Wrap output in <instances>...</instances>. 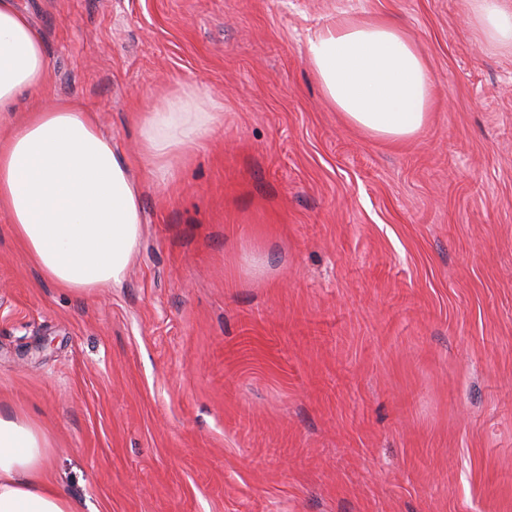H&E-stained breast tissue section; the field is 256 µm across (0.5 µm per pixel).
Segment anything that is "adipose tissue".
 <instances>
[{"label":"adipose tissue","mask_w":512,"mask_h":512,"mask_svg":"<svg viewBox=\"0 0 512 512\" xmlns=\"http://www.w3.org/2000/svg\"><path fill=\"white\" fill-rule=\"evenodd\" d=\"M490 51L512 53V0H468ZM306 61L347 125L389 143L414 139L431 117L434 82L406 30L387 19L339 17L310 39ZM43 36L18 0H0V112L45 92ZM199 86L165 94L142 113L140 161L157 183L222 123ZM0 214L43 275L83 294L121 283L138 253L142 191L95 113L55 101L0 136ZM53 444L22 411L0 414V512H74L47 481Z\"/></svg>","instance_id":"obj_1"}]
</instances>
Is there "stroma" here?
I'll use <instances>...</instances> for the list:
<instances>
[{
    "mask_svg": "<svg viewBox=\"0 0 512 512\" xmlns=\"http://www.w3.org/2000/svg\"><path fill=\"white\" fill-rule=\"evenodd\" d=\"M45 102L96 112L143 192L121 284L44 278L0 214V414L74 512H512V55L466 0H19ZM405 27L429 125L349 127L306 63L341 13ZM224 125L164 186L136 115Z\"/></svg>",
    "mask_w": 512,
    "mask_h": 512,
    "instance_id": "35a3bbf8",
    "label": "stroma"
}]
</instances>
